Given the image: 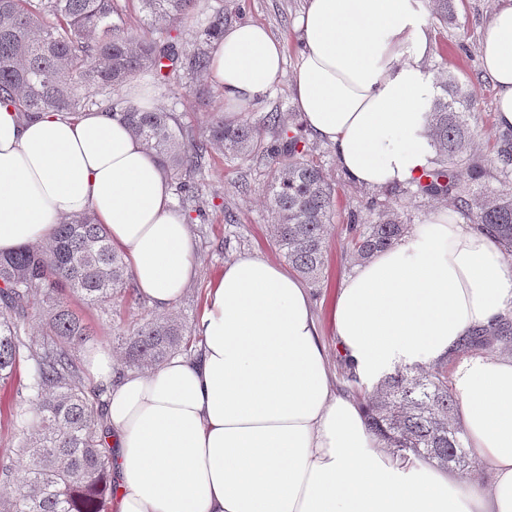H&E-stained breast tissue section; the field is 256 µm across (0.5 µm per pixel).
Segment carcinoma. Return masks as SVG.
Wrapping results in <instances>:
<instances>
[{
    "instance_id": "obj_1",
    "label": "carcinoma",
    "mask_w": 512,
    "mask_h": 512,
    "mask_svg": "<svg viewBox=\"0 0 512 512\" xmlns=\"http://www.w3.org/2000/svg\"><path fill=\"white\" fill-rule=\"evenodd\" d=\"M153 26L185 23L196 0H139ZM224 36V11L210 15L198 32L200 46L178 50L169 38H151L124 28L118 0H0V103L21 116L42 112L75 117L120 104L121 116L176 184L179 205L201 200L190 182L210 145L240 159L258 154L271 169L268 203L278 215L274 242L303 278L317 282L327 252L325 236L336 189L313 160L315 147L282 116L271 114L264 127L246 120L216 118L207 133L184 128L172 112L147 109L119 97L144 73L167 83L187 74L195 91L206 94L211 69L203 44ZM429 108L436 147L432 165L415 183L416 193L448 202L452 211L489 234L512 256V191L493 190L485 181H512V137L500 139L487 159L473 149L469 116L477 94L453 78L440 83ZM273 142L263 148V131ZM350 254L363 261L392 247L409 232L392 210L371 213L366 224L347 227ZM132 273L112 248L106 228L84 212L60 222L50 244L24 245L0 256V381L20 365L28 368L27 401L8 406L25 422L13 456L24 464L15 481L0 462V512H105L112 497V450L103 447L110 431L104 388L86 384L75 350L94 330L74 312L67 297L103 311L117 302L137 303ZM40 306L43 335L27 336L26 324ZM470 348L512 355L509 321L466 336ZM184 326L175 319L145 318L117 337L125 367L152 370L188 350ZM457 396L448 386V365L398 369L364 393L365 424L383 447L451 472L466 474L475 457L456 422Z\"/></svg>"
}]
</instances>
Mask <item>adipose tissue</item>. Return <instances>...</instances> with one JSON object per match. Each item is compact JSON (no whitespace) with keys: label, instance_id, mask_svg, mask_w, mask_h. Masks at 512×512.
I'll return each instance as SVG.
<instances>
[{"label":"adipose tissue","instance_id":"ef3b65f1","mask_svg":"<svg viewBox=\"0 0 512 512\" xmlns=\"http://www.w3.org/2000/svg\"><path fill=\"white\" fill-rule=\"evenodd\" d=\"M290 85L308 132L345 178L382 189L415 181L434 157L422 0H306ZM495 124L512 129V0L483 31ZM282 43L265 26L228 27L211 78L235 108L274 88ZM91 212L125 254L136 288L168 310L194 277L193 243L170 184L119 114L26 119L0 105V254L52 239ZM512 317V262L486 233L443 211L356 266L330 308L337 345L370 382L431 366L474 328ZM199 355L119 373L110 349L86 369L106 386L115 512H512V356L462 360L451 383L467 446L491 487L403 461L368 432L361 405L337 392L305 283L244 252L211 280Z\"/></svg>","mask_w":512,"mask_h":512}]
</instances>
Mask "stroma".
Returning a JSON list of instances; mask_svg holds the SVG:
<instances>
[{
	"label": "stroma",
	"mask_w": 512,
	"mask_h": 512,
	"mask_svg": "<svg viewBox=\"0 0 512 512\" xmlns=\"http://www.w3.org/2000/svg\"><path fill=\"white\" fill-rule=\"evenodd\" d=\"M303 5L304 0H199L189 27L179 31L181 48L191 49L197 32L213 11L221 8L231 14L233 22L263 24L283 42L286 63L282 78L264 97L245 109L231 112L220 91H213L209 98L201 100L188 83L164 86L155 83L151 76H141L140 83L149 89L153 106L174 112L183 126L197 133L223 114L234 121L247 119L259 124L269 113L278 112L289 116L291 123L300 124V117L292 113L289 88L300 48L296 22ZM496 5L497 0H456L454 16L449 21H440L434 15L429 18L432 43L427 64L435 77L454 76L459 84L476 92L478 105L470 116V124L476 132L478 150L487 156L496 150L501 132L494 121L496 91L482 77L480 42ZM314 156L335 185L336 195L328 226L325 266L319 282L310 285L309 290L321 321L322 341L335 385L343 391L350 386L348 370L337 352L328 308L343 277L355 267L346 251V226L351 216L363 219L370 210L392 208L406 218L408 224H422L433 211L441 209L443 203L430 198L411 199L390 187L367 189L349 183L340 172L331 148L324 143H317ZM268 179L269 169L263 160L234 158L224 155L219 148L210 149L202 172L196 177L206 204L202 211H189L187 220L198 274L168 311L169 316L182 322L187 335H194L206 288L225 262L246 251L282 261L283 256L271 234L276 218L265 197ZM228 211L236 216V223H225L224 214ZM70 305L95 329V344L108 348L114 347L119 329L141 316L155 313L147 303L139 306L122 303L106 314L75 298Z\"/></svg>",
	"instance_id": "stroma-1"
}]
</instances>
